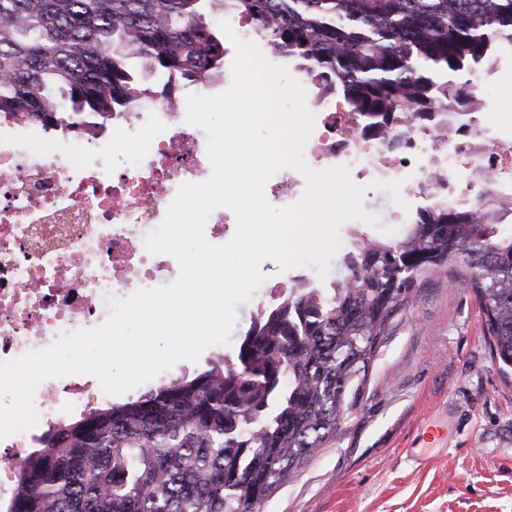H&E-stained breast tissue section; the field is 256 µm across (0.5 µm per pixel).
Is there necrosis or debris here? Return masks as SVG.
<instances>
[{
    "label": "necrosis or debris",
    "instance_id": "4bbe7bcc",
    "mask_svg": "<svg viewBox=\"0 0 512 512\" xmlns=\"http://www.w3.org/2000/svg\"><path fill=\"white\" fill-rule=\"evenodd\" d=\"M183 87L151 99L148 111L117 112L125 124L120 173L109 163L77 157L80 132L62 129L51 153L30 147L32 122L0 114V363L51 346L61 335L103 325L110 300L164 284L175 263L153 254L146 237L164 220L182 184L210 168L207 137L187 123ZM364 131L343 99L326 104L310 137L309 154L321 166L393 172L415 165L424 136L408 128L405 144ZM489 188L512 204V145L491 148ZM87 380L72 376L62 392L36 388L41 425L65 421L67 400H83ZM35 435L26 430L0 439V491Z\"/></svg>",
    "mask_w": 512,
    "mask_h": 512
}]
</instances>
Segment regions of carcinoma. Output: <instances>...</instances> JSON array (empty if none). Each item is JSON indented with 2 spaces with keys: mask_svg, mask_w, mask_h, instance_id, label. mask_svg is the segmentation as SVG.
Wrapping results in <instances>:
<instances>
[{
  "mask_svg": "<svg viewBox=\"0 0 512 512\" xmlns=\"http://www.w3.org/2000/svg\"><path fill=\"white\" fill-rule=\"evenodd\" d=\"M246 19L342 96L367 130L472 125L457 77L512 52V0H0V113L97 133L144 88L131 65L201 83L224 70L218 19ZM473 173L474 205L433 195L393 240L362 241L325 291L300 282L254 316L232 359L52 427L9 512H260L361 403L390 318L441 271L475 293L512 375V235Z\"/></svg>",
  "mask_w": 512,
  "mask_h": 512,
  "instance_id": "1",
  "label": "carcinoma"
}]
</instances>
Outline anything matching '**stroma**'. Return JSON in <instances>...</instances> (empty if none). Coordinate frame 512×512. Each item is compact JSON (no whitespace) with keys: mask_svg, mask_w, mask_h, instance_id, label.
Segmentation results:
<instances>
[{"mask_svg":"<svg viewBox=\"0 0 512 512\" xmlns=\"http://www.w3.org/2000/svg\"><path fill=\"white\" fill-rule=\"evenodd\" d=\"M484 103L476 120L486 142H512V54L472 78ZM379 229L350 221L326 277L314 266L264 261L263 284L238 305L231 341L181 361L192 376L233 355L259 309L281 298L273 284L307 280L328 288L345 253ZM263 512H512V379L503 377L483 334L476 295L430 276L382 336L359 407L265 503Z\"/></svg>","mask_w":512,"mask_h":512,"instance_id":"1","label":"stroma"}]
</instances>
